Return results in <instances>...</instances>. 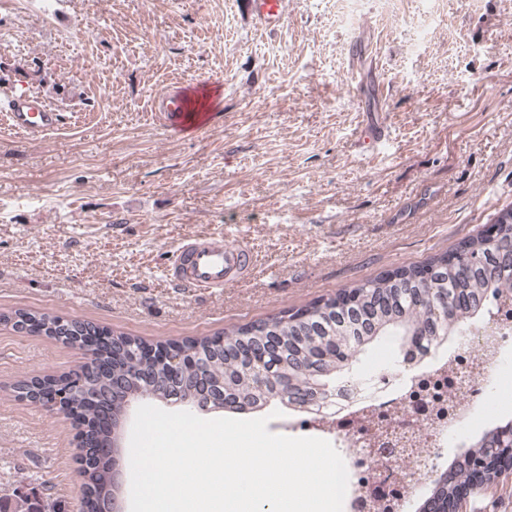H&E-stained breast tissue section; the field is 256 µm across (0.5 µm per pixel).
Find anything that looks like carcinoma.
<instances>
[{"label": "carcinoma", "mask_w": 512, "mask_h": 512, "mask_svg": "<svg viewBox=\"0 0 512 512\" xmlns=\"http://www.w3.org/2000/svg\"><path fill=\"white\" fill-rule=\"evenodd\" d=\"M463 254H498L499 263L472 270L459 262L441 271L426 283L417 279L420 269L441 263L436 255L422 264L398 268L397 280L387 273L361 281L343 292L352 300L350 309L341 314L329 310L332 299L313 302L294 312H280L275 326L257 320L222 336H203L183 341L185 351L201 371H190L173 386L166 381L165 367L156 369L150 380L142 382L141 395L159 401L172 400L191 410L204 383L224 385V396L237 397L251 409H259L276 400L298 409L301 397H319L309 406L316 411L332 396L347 371L353 355L383 336H400L412 340L421 333V343L406 351L410 358L424 357L437 349L448 337L459 332L466 322L490 312L487 302L512 292V223L506 225L501 238L488 242L477 234L459 248ZM15 317L29 318L27 331L52 334L69 344L75 333L56 325L58 317L37 316L17 309L3 318L7 324ZM112 365L119 375L135 374L150 364L132 353L143 340L125 333L112 335ZM315 364L319 373L308 372ZM107 387L106 377L94 374L87 381L72 408L79 421L98 413L96 394ZM485 437L477 439L465 453L466 465L458 470L457 480L466 481L471 464L485 454ZM83 478L84 512H96L100 496L112 488V458L95 457L80 462ZM431 499L449 501L454 488L448 485V472L430 480ZM0 512H46L44 500L34 487L16 488L13 498L0 497Z\"/></svg>", "instance_id": "1"}]
</instances>
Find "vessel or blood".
Wrapping results in <instances>:
<instances>
[{"label": "vessel or blood", "mask_w": 512, "mask_h": 512, "mask_svg": "<svg viewBox=\"0 0 512 512\" xmlns=\"http://www.w3.org/2000/svg\"><path fill=\"white\" fill-rule=\"evenodd\" d=\"M243 10L263 30L280 28L287 16L286 0H241ZM221 76L213 75L186 87L173 83L151 102L165 127L176 134H196L209 128L207 90L223 87ZM0 118L17 132L38 138L57 130L61 115L37 97L16 92L0 98ZM361 138L368 148L375 149L389 138L383 109L366 113ZM254 265V256L247 246L228 240L224 235H191L175 247L170 263L164 269L167 280L174 285L212 295L222 294L225 287L246 276Z\"/></svg>", "instance_id": "obj_1"}]
</instances>
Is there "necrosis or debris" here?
Listing matches in <instances>:
<instances>
[{
    "label": "necrosis or debris",
    "mask_w": 512,
    "mask_h": 512,
    "mask_svg": "<svg viewBox=\"0 0 512 512\" xmlns=\"http://www.w3.org/2000/svg\"><path fill=\"white\" fill-rule=\"evenodd\" d=\"M489 332L475 335L456 352L429 356L408 366L405 381L393 392L367 393L363 377L337 390L323 412L328 432L346 442V454L358 469L344 504L350 512H403L412 487L428 485L430 472L449 432L465 431L501 385L498 365L512 348V299L497 302ZM367 448H387L391 478L378 483Z\"/></svg>",
    "instance_id": "obj_1"
}]
</instances>
